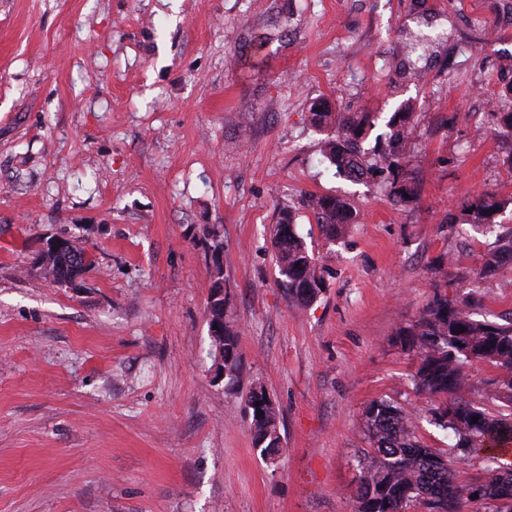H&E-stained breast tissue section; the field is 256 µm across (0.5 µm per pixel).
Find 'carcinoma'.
<instances>
[{"instance_id": "cac0c4a2", "label": "carcinoma", "mask_w": 512, "mask_h": 512, "mask_svg": "<svg viewBox=\"0 0 512 512\" xmlns=\"http://www.w3.org/2000/svg\"><path fill=\"white\" fill-rule=\"evenodd\" d=\"M409 112H396L390 119L394 131L386 146L375 144L374 163L368 165L361 151V139L371 127L366 112H312L311 121L330 129L324 141V156L336 173L353 181L356 171L385 173L389 192L401 202L413 197L415 179L407 169L404 141ZM512 205V196L500 198L480 195L468 210L469 222L491 225L495 217ZM323 236L337 239L346 226L355 223L357 209L349 202L329 195L311 196L306 201ZM279 273L289 295L305 306L321 293L325 266L311 256L304 243L292 230V216L281 213L272 237ZM38 260L44 274L57 283L73 280L91 267L82 251L72 244L54 251L43 250ZM512 262V236L508 242L484 253L477 271L479 276L492 275L502 264ZM224 287L221 274L211 287L209 315L224 317V300L219 298ZM472 299L451 300L438 293L409 329L413 347L418 349V368L412 376L418 391L445 397L433 412L434 424L450 430L455 443L441 451L421 442L413 430L407 410L392 399L373 401L365 411V427L372 451L365 453L355 493L354 512H405L412 503L425 506L427 512H457L463 495L473 496L471 489H484L481 500L485 512H502L500 500H512V461L498 457L487 443L512 442V323L498 324L471 317ZM239 330L224 323V334L212 337V343L224 344L227 375L238 369L232 356L238 354ZM484 362L498 375L489 381L484 397L511 409L505 414L493 411L487 404L471 397L468 366ZM278 411L266 407L264 413L252 417L254 445L260 454L273 457L280 444ZM486 449L481 456L483 472L461 484L452 464L474 460L466 450L470 446Z\"/></svg>"}]
</instances>
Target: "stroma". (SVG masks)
Wrapping results in <instances>:
<instances>
[{"mask_svg": "<svg viewBox=\"0 0 512 512\" xmlns=\"http://www.w3.org/2000/svg\"><path fill=\"white\" fill-rule=\"evenodd\" d=\"M317 101L372 114L368 153L411 107L412 200L337 175ZM509 111L512 0H0V512H353L380 398L448 449L402 331L439 291L512 318V263L475 277L497 235L464 223L512 195ZM309 195L357 223L325 239ZM285 211L326 268L305 306L271 245ZM61 236L92 262L63 285L37 262ZM512 205V196L509 198H498L495 195H479L475 198L468 210L469 223L473 224H495V217L504 209ZM209 319V327H210ZM214 324H217V330H213ZM211 338L212 343L216 346L218 343L224 344V354H225V362L220 352L218 355V364L220 370V376L225 375L224 368L227 370L228 376H233V373L238 370V366L236 364V359L238 360V341H239V330H237L233 325H230L227 322L223 321H211ZM224 333V334H223ZM223 334V335H222ZM222 335V336H220ZM232 354L235 355L234 359L230 361L229 364H226L227 361L231 358ZM264 414L253 415L251 429L253 431L254 445L260 449V454L272 458L279 451L280 435L278 434V411L266 407Z\"/></svg>", "mask_w": 512, "mask_h": 512, "instance_id": "obj_1", "label": "stroma"}]
</instances>
